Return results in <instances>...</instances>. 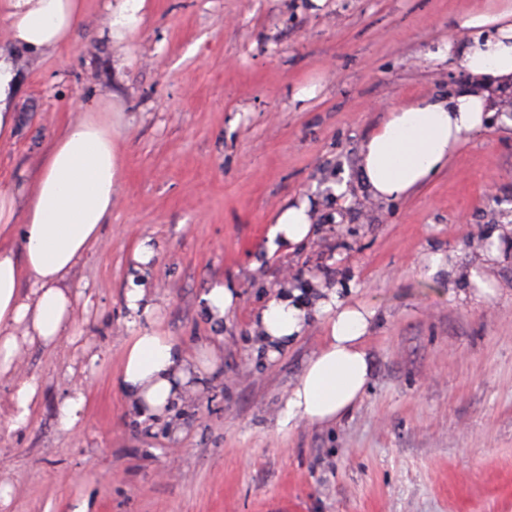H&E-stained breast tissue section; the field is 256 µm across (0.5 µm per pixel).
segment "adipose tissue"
<instances>
[{
  "mask_svg": "<svg viewBox=\"0 0 512 512\" xmlns=\"http://www.w3.org/2000/svg\"><path fill=\"white\" fill-rule=\"evenodd\" d=\"M151 9L150 0H108L105 35L131 42ZM11 52L0 50V142L15 134L16 53H48L72 42L83 21L82 0H0ZM471 40L449 45L469 76L466 91L427 96L393 106L360 148L359 177L369 197L389 202L409 196L448 167L468 135L489 119L495 94L512 86V0H485L459 17ZM83 119L52 141L25 191L0 187V377L14 373L23 349L49 346L72 326L73 276L99 242L112 214L121 173L112 127L100 100L79 104ZM315 230L309 200L284 208L269 231V247L296 245ZM374 310L327 292L303 310L292 294L270 299L256 325L269 358L302 336L309 317L323 320L319 351L306 362L285 402L283 424L331 423L361 400L373 375L365 339ZM218 366L204 347L187 356L172 337L153 329L130 336L115 384L141 420L152 421L200 386Z\"/></svg>",
  "mask_w": 512,
  "mask_h": 512,
  "instance_id": "ef3b65f1",
  "label": "adipose tissue"
}]
</instances>
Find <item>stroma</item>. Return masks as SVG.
<instances>
[{
  "instance_id": "35a3bbf8",
  "label": "stroma",
  "mask_w": 512,
  "mask_h": 512,
  "mask_svg": "<svg viewBox=\"0 0 512 512\" xmlns=\"http://www.w3.org/2000/svg\"><path fill=\"white\" fill-rule=\"evenodd\" d=\"M475 2L151 0L121 49L101 37L105 0H83L74 42L20 59L0 182L34 175L91 97L112 105L122 174L75 275L74 338L25 349L0 378V512H512V111L409 198L375 202L358 177L391 105L467 89L444 54ZM304 197L313 237L270 251L275 217ZM147 237L158 309L134 326L124 292ZM436 253L447 268L433 274ZM217 283L236 294L220 323L202 301ZM285 286L375 312L372 379L337 422L280 424L324 336L310 319L267 359L255 317ZM139 327L192 356L220 348L218 375L160 422L114 384ZM28 377L38 400L16 428L10 395ZM77 386L67 429L60 406Z\"/></svg>"
}]
</instances>
